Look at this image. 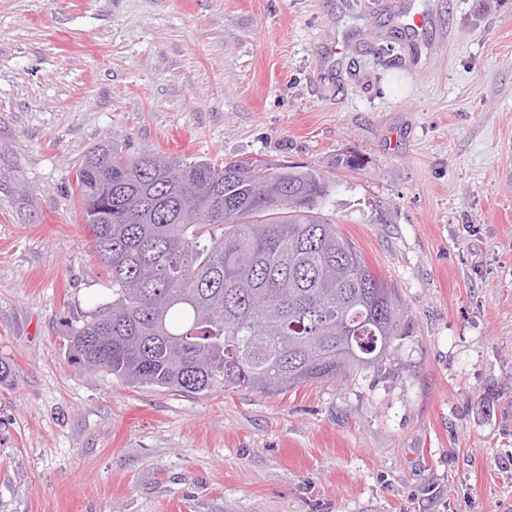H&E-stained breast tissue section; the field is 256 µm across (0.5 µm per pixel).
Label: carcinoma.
<instances>
[{"label": "carcinoma", "mask_w": 512, "mask_h": 512, "mask_svg": "<svg viewBox=\"0 0 512 512\" xmlns=\"http://www.w3.org/2000/svg\"><path fill=\"white\" fill-rule=\"evenodd\" d=\"M333 175L186 163L103 140L76 191L112 300L68 361L128 385L274 395L382 367L408 334L395 291L337 228Z\"/></svg>", "instance_id": "carcinoma-1"}]
</instances>
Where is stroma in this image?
Listing matches in <instances>:
<instances>
[{"label": "stroma", "mask_w": 512, "mask_h": 512, "mask_svg": "<svg viewBox=\"0 0 512 512\" xmlns=\"http://www.w3.org/2000/svg\"><path fill=\"white\" fill-rule=\"evenodd\" d=\"M106 138L337 172L408 335L272 396L76 370ZM0 362V512H512V0H0Z\"/></svg>", "instance_id": "stroma-1"}]
</instances>
